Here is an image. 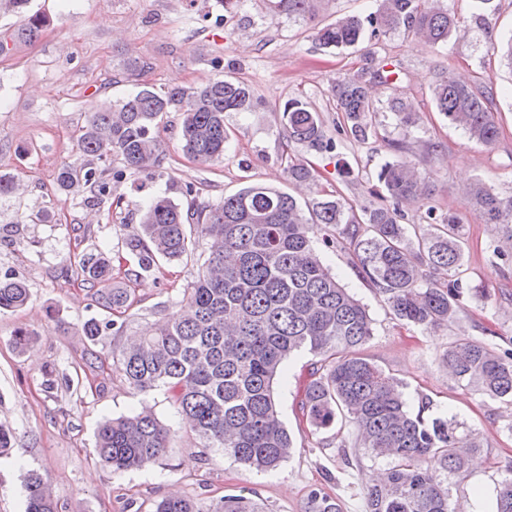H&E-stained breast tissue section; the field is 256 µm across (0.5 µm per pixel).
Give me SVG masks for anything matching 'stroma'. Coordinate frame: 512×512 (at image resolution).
Listing matches in <instances>:
<instances>
[{
    "mask_svg": "<svg viewBox=\"0 0 512 512\" xmlns=\"http://www.w3.org/2000/svg\"><path fill=\"white\" fill-rule=\"evenodd\" d=\"M447 3L458 27L445 43L428 45L401 29L368 30L357 46L327 50L315 41L318 28L377 11L380 0H319L315 16L304 19L275 14L266 0H240L230 11L222 0H29L22 13L0 0V41L9 43L0 54V175L24 186L0 200V277L21 279L31 292L27 306L0 313V424L13 433L11 453L0 459V512H25L23 476L30 469L50 486L56 512H153L156 501L174 492L206 506L242 490L269 512H303L315 488L338 498L342 512H366L367 476L382 471L384 461L352 446L350 423L318 431L300 409L318 356L296 355L274 385L296 451L272 472L245 469L201 447L165 390L136 393L113 370V349L163 321L188 295L209 242L196 238L181 261H161L147 272L118 249L124 238L139 234L140 205L154 195L169 196L186 210L220 204L242 187L261 184L301 204L328 194L358 209L378 203L377 174L398 160L411 162L432 189L404 206L407 227L428 224L433 215L462 220L463 310L446 329L429 334L403 325L359 276L348 241L325 246L321 224L313 225L310 237L323 263L373 319L363 357L400 381L410 398L428 396L476 433L481 446L464 476L449 477L448 491L451 500H471L476 512H485L512 476V405L459 381L442 355L464 338L512 352V242L500 225L485 222L466 193L485 184L512 196V66L493 50L512 37V0ZM35 12L46 25L33 38L18 36L24 14ZM480 16L485 24H477ZM369 58L395 71L396 81L373 88L377 109L367 115L372 133L360 141L336 132L342 115L334 86ZM227 75L251 88L255 107L225 113L230 150L223 161L207 165L185 157L182 116L169 112L159 126L160 167L113 184L112 208L59 190L58 169L84 161L78 129L97 107L144 85L190 88ZM457 75L492 87L500 128L495 144L476 143L437 112L436 77ZM395 97L406 103L412 124L399 123L389 110ZM291 99L318 112L334 150L288 142L282 109ZM292 162L310 165L314 182L290 180ZM45 210L51 220L39 221ZM101 249L113 253L111 285L127 289L128 302L124 312L110 315L120 332L105 333L92 345L80 334L82 322L108 315L94 302L80 263ZM20 328L35 338L23 354L11 342ZM144 407L171 429L167 455L149 467L112 472L94 452L95 431L105 419Z\"/></svg>",
    "mask_w": 512,
    "mask_h": 512,
    "instance_id": "1",
    "label": "stroma"
}]
</instances>
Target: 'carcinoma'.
I'll list each match as a JSON object with an SVG mask.
<instances>
[{
  "label": "carcinoma",
  "mask_w": 512,
  "mask_h": 512,
  "mask_svg": "<svg viewBox=\"0 0 512 512\" xmlns=\"http://www.w3.org/2000/svg\"><path fill=\"white\" fill-rule=\"evenodd\" d=\"M276 13L290 17L314 14L317 0H269ZM369 24L384 31L404 28L436 45L448 40L457 20L443 0H381ZM364 21L347 16L318 29L323 48L352 47L360 42ZM395 72L371 65L337 83V109L351 135L366 140L367 113L377 111L371 90L394 80ZM436 109L464 129L470 139L492 145L499 126L488 106L486 91L465 81L440 77L434 87ZM251 89L231 78L214 79L195 88L158 92L145 85L115 104L91 113L80 129L78 146L96 160L114 154L126 167L145 171L160 166L158 128L165 112L183 115V154L200 164L224 159L229 136L224 113L250 112ZM288 138L312 148L324 147L316 112L299 101L283 109ZM105 170L87 162L62 166L59 189L92 192L97 206L112 198V181ZM378 180L392 205L361 209L356 216L337 199L312 202L306 219L290 195L263 185H249L210 208L182 211L167 197L145 200L140 206L142 231L124 239L122 248L147 271L158 261L178 262L193 242L187 228L209 240L201 273L179 307L157 328L134 344L112 350V367L132 389L149 393L164 387L171 405L204 448H217L244 467L260 472L278 469L293 452V440L274 398V381L294 353L308 350L331 354L312 372L300 402L303 415L317 430L351 418L356 440L374 456L387 460L382 482L365 492L367 512H451L450 476L461 477L470 455L481 447L478 438L462 428L457 414L434 411L424 396L410 406L403 385L360 354L373 335L367 309L325 265L308 236L309 223L336 229L354 246L363 280L378 289L399 320L435 332L448 326L461 311L463 294L456 270L463 259L461 220L449 214L429 228L411 234L401 224L400 204L431 194L415 167L407 161L387 163ZM474 201L488 221L504 224L512 240V197L502 198L479 187ZM443 268L441 283L431 270ZM85 280L100 285L95 302L108 310L128 302L124 288H109V260L86 256ZM30 299L19 280L0 277V311H14ZM112 320L89 319L83 336L93 342ZM448 368L484 394L512 402V354H499L491 345L472 340L454 342L444 353ZM170 429L144 408L108 419L98 428L95 450L114 472L154 465L165 455ZM26 512H55L47 484L35 470L24 480ZM155 512H266L243 494L226 495L204 509L180 495L163 498ZM304 512H341L338 500L320 489L309 492ZM488 512H512V478L497 491Z\"/></svg>",
  "instance_id": "cac0c4a2"
}]
</instances>
